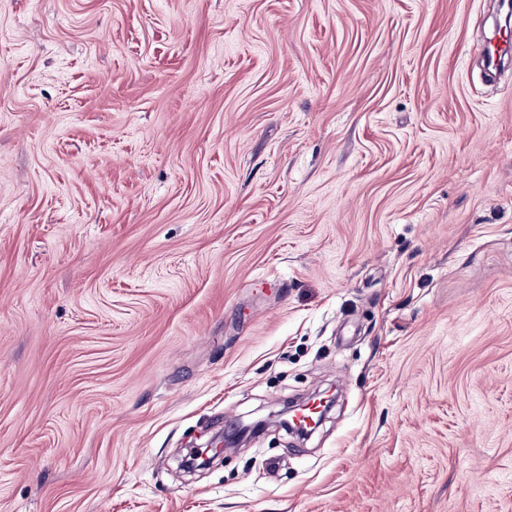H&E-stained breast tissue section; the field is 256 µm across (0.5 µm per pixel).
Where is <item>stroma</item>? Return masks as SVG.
<instances>
[{
    "instance_id": "obj_1",
    "label": "stroma",
    "mask_w": 512,
    "mask_h": 512,
    "mask_svg": "<svg viewBox=\"0 0 512 512\" xmlns=\"http://www.w3.org/2000/svg\"><path fill=\"white\" fill-rule=\"evenodd\" d=\"M505 17L0 0V512H512ZM500 30L495 43H490L485 49V61L490 72L497 71L505 59L512 60L511 35ZM503 32V35H502Z\"/></svg>"
}]
</instances>
